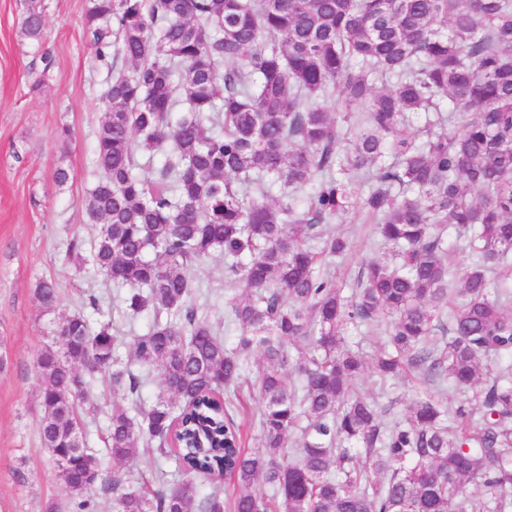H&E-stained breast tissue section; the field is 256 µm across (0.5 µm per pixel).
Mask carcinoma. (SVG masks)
Segmentation results:
<instances>
[{
  "instance_id": "obj_1",
  "label": "carcinoma",
  "mask_w": 512,
  "mask_h": 512,
  "mask_svg": "<svg viewBox=\"0 0 512 512\" xmlns=\"http://www.w3.org/2000/svg\"><path fill=\"white\" fill-rule=\"evenodd\" d=\"M85 23L112 82L83 201L99 232L67 254L150 322L123 358L112 321L72 314L36 359L41 443L75 512L98 491L112 512H512V0H90ZM22 30L41 41V12ZM335 95L341 112L319 103ZM356 206L391 258L348 295L326 267ZM214 252L237 284L230 350L187 276ZM36 295L57 307L54 281ZM256 349L249 453L228 405ZM412 368L434 389L401 418L355 392ZM100 374L107 455L172 460V486L133 489L85 446ZM200 478L237 493L202 497Z\"/></svg>"
}]
</instances>
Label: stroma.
<instances>
[{
    "label": "stroma",
    "mask_w": 512,
    "mask_h": 512,
    "mask_svg": "<svg viewBox=\"0 0 512 512\" xmlns=\"http://www.w3.org/2000/svg\"><path fill=\"white\" fill-rule=\"evenodd\" d=\"M35 3L45 22L38 42L21 31L25 0H0V354L6 358L0 369V512H47L51 503L58 512H72L70 495L40 440L35 359L63 316L80 312L93 324L115 316L123 350L147 318L116 317L120 290L66 256L73 237L95 234L82 201L98 180L92 163L98 102L112 70L90 52L88 0ZM40 73L45 83L32 90ZM64 126L70 130L66 141L58 137ZM59 168L69 173L62 186L54 180ZM336 229L352 240L337 263L338 277L351 282L364 260L382 257L384 250L357 212ZM187 274L195 302L212 317H223L232 282L224 275L222 255L213 254ZM46 278L55 279L61 292V305L51 312L43 311L35 296L37 283ZM422 377L416 371L409 380L385 386L367 377L358 388L389 420L402 416L422 389ZM233 403L244 448H257L261 404L250 383L241 384ZM128 478L134 487L156 489L177 475L173 461L146 453L130 466Z\"/></svg>",
    "instance_id": "35a3bbf8"
}]
</instances>
